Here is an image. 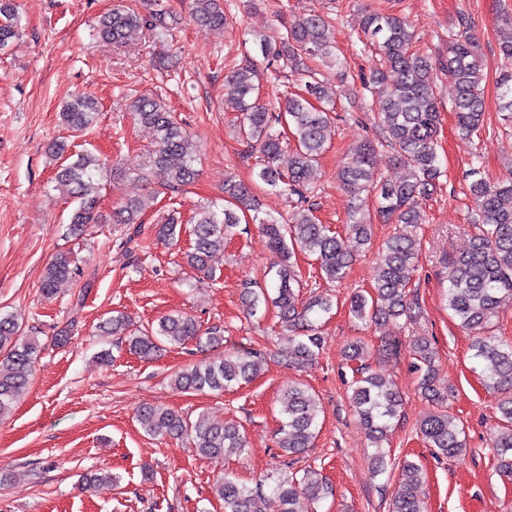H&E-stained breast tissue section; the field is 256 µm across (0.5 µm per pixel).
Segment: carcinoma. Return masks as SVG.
Masks as SVG:
<instances>
[{
	"label": "carcinoma",
	"mask_w": 512,
	"mask_h": 512,
	"mask_svg": "<svg viewBox=\"0 0 512 512\" xmlns=\"http://www.w3.org/2000/svg\"><path fill=\"white\" fill-rule=\"evenodd\" d=\"M196 21L211 28H223L229 17L220 0H193ZM174 15L155 10L139 15L114 8L102 16L100 37L121 42L129 33L145 27L156 35L171 30L168 19ZM362 33L367 41L362 49L376 52L380 67L368 81H361L362 99L373 112L383 142L395 152L405 171L399 181H390L375 168L377 145L364 140L350 151L347 161L338 169L340 187L354 200L359 217L348 225L349 238L355 246L371 244L372 224H399L377 253L379 274L374 291L357 293L350 298L354 318L382 326L401 318H412L419 308L417 296L409 291L419 242L416 227L423 218L415 209L416 199L436 189L442 170L436 144L441 125L438 108L437 67L428 54L416 48L414 32L399 17L368 10L363 16ZM18 34V14L14 0H0V47H5ZM255 43L261 56L278 80L287 70L299 77L300 92L286 96L284 110L274 111L254 98L256 92L254 65L248 63L225 77L224 89L241 114L240 133L246 139L244 153L260 154L259 179L287 195L295 196L306 207L292 215V223L271 215L258 221L274 257V294L268 287L247 283L242 300L249 315L261 305L272 302L278 310L282 335L288 342V360L296 365L311 363L319 354L323 338L319 333L320 317L331 311L332 296L319 294L307 300L300 298L301 280L292 257L299 248L316 256L320 272L332 283L342 281L351 265L353 253L331 229L318 223L309 203L312 193L311 174L325 151L328 132L334 123L336 97L317 77L307 61L321 60L347 77V61L336 54L328 22L316 14L294 17L284 30L273 37H258ZM498 52L502 61L498 76L500 111L512 120V14L500 18ZM443 68L455 88L453 111L458 131L471 136L483 124L484 101L481 93L482 53L465 20L448 30V57ZM137 120L156 134V148L141 169H159L166 174L163 187L171 192L185 190L198 176L188 151V133L175 113L156 99L133 101ZM98 106L94 99L80 96L61 112L62 122L75 132L87 129L95 119ZM291 131L295 148L285 153L283 139ZM99 160L91 154H79L57 174L77 202L70 217V234L81 236L89 224H98L99 197L94 177ZM472 177L468 189L474 208L477 233L471 237L469 249L448 263V309L460 326L473 333L472 358L484 372L488 386L501 395L498 410L504 422L493 440L500 473L512 477V341L488 334V325L498 310L512 302V180L490 183L480 176L476 166L469 168ZM374 193L375 205L364 204L361 194ZM148 201L129 199L113 213L115 224H139ZM255 209L250 188L235 179L224 181L222 213L200 208L194 216V244L185 253L187 263L195 270L215 277L211 265L216 254L224 251V238ZM76 276L69 258L61 254L47 267L41 281V293L51 296L57 284ZM103 328L114 336H127L128 350L145 359L164 347L182 346L193 340L209 347L222 345L217 327L201 329L188 315H168L157 326L140 334L126 335L124 318H109ZM0 417L10 412L23 395L31 375L38 343L20 335V324L12 313L0 314ZM413 369L419 373V388L436 410L420 423V433L434 454L456 457L466 443L463 429L456 418L443 409L447 400L437 385L436 351L432 341L416 339ZM266 362L265 356L252 349H241L210 361L194 363L178 372L173 380L184 392H224L257 376ZM351 396V406L366 430L375 452L371 457L376 475L386 470V453L382 444L399 416L400 393L382 374L362 364ZM278 447L287 454H301L314 438L322 412L319 400L299 383H290L281 394ZM138 422L150 436L184 439L191 450L202 457L220 462L248 450L247 441L238 425L230 421L212 420L205 415L191 421L169 409L144 407ZM405 478L392 499L391 512H423L417 495L421 468L404 462ZM224 502V512H295L294 505L304 495L318 502L328 493V484L315 469L306 468L300 478L288 480L266 475L248 487L224 474L214 486Z\"/></svg>",
	"instance_id": "carcinoma-1"
}]
</instances>
